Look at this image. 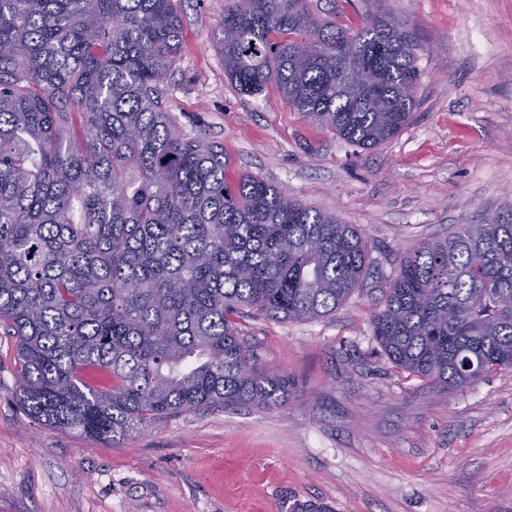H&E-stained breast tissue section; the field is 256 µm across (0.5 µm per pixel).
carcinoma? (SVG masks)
I'll list each match as a JSON object with an SVG mask.
<instances>
[{
  "label": "carcinoma",
  "instance_id": "carcinoma-1",
  "mask_svg": "<svg viewBox=\"0 0 512 512\" xmlns=\"http://www.w3.org/2000/svg\"><path fill=\"white\" fill-rule=\"evenodd\" d=\"M323 22L309 0H230L218 48L244 94L278 84L361 149L416 108L418 41L381 0ZM177 0H0V327L15 396L49 428L117 443L184 412L279 407L235 317L317 319L361 286L359 230L180 134L159 83ZM355 63L374 87L343 81ZM402 371L448 391L512 367V211L405 253L372 320ZM88 368L109 376L96 387Z\"/></svg>",
  "mask_w": 512,
  "mask_h": 512
}]
</instances>
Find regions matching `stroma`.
Masks as SVG:
<instances>
[{
    "instance_id": "stroma-1",
    "label": "stroma",
    "mask_w": 512,
    "mask_h": 512,
    "mask_svg": "<svg viewBox=\"0 0 512 512\" xmlns=\"http://www.w3.org/2000/svg\"><path fill=\"white\" fill-rule=\"evenodd\" d=\"M228 0H181L184 48L161 85L177 130L362 231L361 288L319 319H236L285 405L181 414L112 444L51 429L13 397L0 333V512H512V367L447 391L394 366L371 326L399 260L512 209V0H385L414 31L417 107L363 150L241 93L216 42Z\"/></svg>"
}]
</instances>
